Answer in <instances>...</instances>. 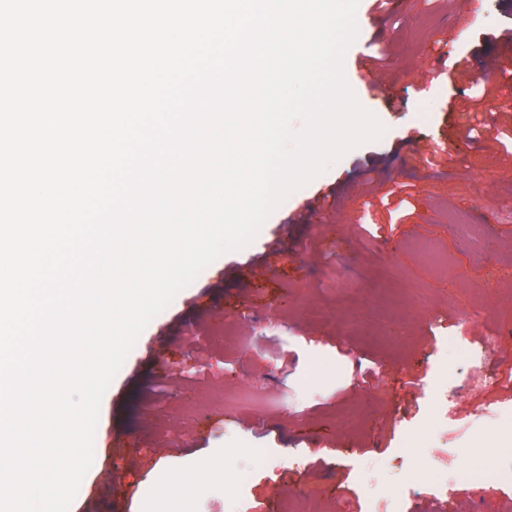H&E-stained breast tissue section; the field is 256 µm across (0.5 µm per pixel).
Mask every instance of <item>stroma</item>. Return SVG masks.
<instances>
[{"label":"stroma","mask_w":512,"mask_h":512,"mask_svg":"<svg viewBox=\"0 0 512 512\" xmlns=\"http://www.w3.org/2000/svg\"><path fill=\"white\" fill-rule=\"evenodd\" d=\"M357 15L345 76L385 134L149 322L69 512H512L494 456L512 437V5ZM368 47L380 93L357 74ZM482 336L500 339L483 364ZM450 456L487 478L441 493Z\"/></svg>","instance_id":"stroma-1"}]
</instances>
